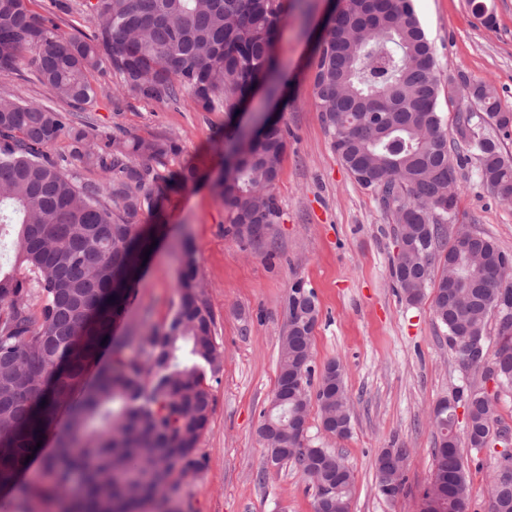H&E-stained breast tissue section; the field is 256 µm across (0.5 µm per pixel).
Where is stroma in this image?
Here are the masks:
<instances>
[{"label": "stroma", "mask_w": 512, "mask_h": 512, "mask_svg": "<svg viewBox=\"0 0 512 512\" xmlns=\"http://www.w3.org/2000/svg\"><path fill=\"white\" fill-rule=\"evenodd\" d=\"M273 54L290 83L275 110L288 129V148L275 187L282 217L254 243L240 242L216 191L226 159L223 108L197 111L189 93L178 103L124 94L111 69L94 73L95 102L79 113L97 145L127 133L175 138L180 153L161 173L191 167L195 183L169 193L142 224L157 228L159 245L146 264L118 329L140 336L166 326L179 298L178 249L191 240L214 318L224 368L206 386L213 414L202 436L200 466L178 485L182 512H315V490L293 463L273 469L257 429L269 410L278 374L285 299L295 281L314 290L320 309L314 330V366L340 359L351 402L348 436L326 434L311 410L307 436L340 453L355 475L350 512H422L434 474L432 412L465 376L430 300L410 305L390 274L394 224L378 196L342 165L317 104L310 58L330 12L329 0H280ZM493 26L467 0H418L420 21L432 42L441 76L465 75L493 88L502 111L512 113V0H486ZM33 54L18 73L0 72V95L62 109L36 78ZM476 159L457 169L459 194L452 221L469 224L512 253V203L501 201L477 177ZM387 448L407 451L405 484L393 500L381 497L376 458ZM468 472L470 512H485L496 449H484Z\"/></svg>", "instance_id": "1"}]
</instances>
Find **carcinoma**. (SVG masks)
<instances>
[{
    "label": "carcinoma",
    "instance_id": "carcinoma-1",
    "mask_svg": "<svg viewBox=\"0 0 512 512\" xmlns=\"http://www.w3.org/2000/svg\"><path fill=\"white\" fill-rule=\"evenodd\" d=\"M28 0H0V71L17 72L36 51L39 81L53 98L81 110L97 95L94 72L106 51L124 92L177 103L185 89L197 109L218 106L233 115L274 70L279 0H85L96 31L68 39L56 33L68 0H50L45 17ZM322 122L342 164L377 193L394 220L401 250L391 276L410 304L433 294L435 319L462 369L495 381L491 396L462 384L433 417L434 476L422 512H469L468 475L455 425V405L468 410L466 445L479 451L498 424L500 394L512 393V255L475 232L458 247L448 236L450 213L439 207L459 185L440 111L442 94L457 97L456 134L478 161V178L512 203V158L491 135L472 127L476 116L507 134L512 113L494 91L464 76L437 75L433 48L417 16L416 0H345L326 21L313 61ZM379 112L374 126L368 113ZM73 113L0 95V233L16 229V259L26 275L0 271V377L9 403L0 407V485L12 483L59 411L67 426L56 435L47 484L28 490L37 502L82 488L79 512H178L170 495L198 465L195 454L212 413L207 377L222 370L214 320L200 286L195 250L180 254L178 309L167 326L143 336L114 335L124 316L144 251L156 237L139 223L161 196L196 179L190 167L163 175L164 159L180 152L169 136L116 135L105 148L90 145L87 125ZM69 154L48 153L59 138ZM234 164L216 183L235 236L260 240L282 211L274 193L287 149V131L268 120L255 136L233 129ZM112 173L105 187L71 168ZM278 377L259 434L274 426L277 443L292 451L268 455L293 462L317 490L316 512H350L354 474L342 455L305 437L311 401L323 431L349 433L350 399L338 360L315 374L313 331L319 308L313 289L296 281L285 303ZM498 320V347L486 348L489 314ZM138 347L131 356L128 349ZM92 383H85L91 369ZM407 449L376 460L377 487L397 497L405 483ZM487 512H512V489L488 490Z\"/></svg>",
    "mask_w": 512,
    "mask_h": 512
}]
</instances>
